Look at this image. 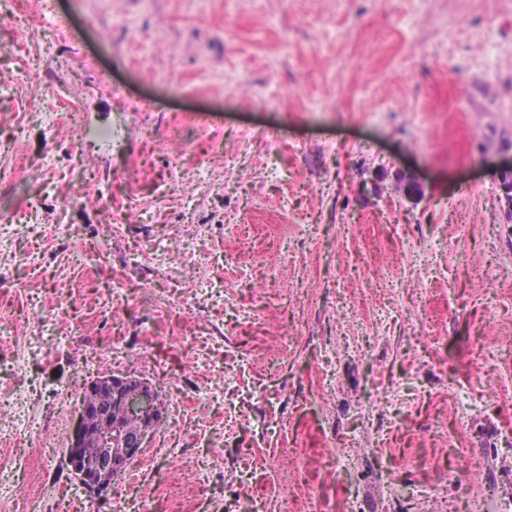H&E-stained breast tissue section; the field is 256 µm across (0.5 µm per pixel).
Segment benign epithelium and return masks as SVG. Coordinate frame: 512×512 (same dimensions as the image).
Returning a JSON list of instances; mask_svg holds the SVG:
<instances>
[{
    "mask_svg": "<svg viewBox=\"0 0 512 512\" xmlns=\"http://www.w3.org/2000/svg\"><path fill=\"white\" fill-rule=\"evenodd\" d=\"M96 389L108 390L124 413L142 419V423L140 427L130 429L122 418L98 407L94 409L84 402L80 403L69 439L67 461L79 484L95 499L107 491L112 480L141 455L145 441L158 424L154 409L158 393L147 382L131 376L103 374L86 385L89 392ZM93 412L100 417L101 433L96 443V463L89 467L84 458L85 422Z\"/></svg>",
    "mask_w": 512,
    "mask_h": 512,
    "instance_id": "obj_1",
    "label": "benign epithelium"
}]
</instances>
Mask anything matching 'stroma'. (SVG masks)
<instances>
[{
    "label": "stroma",
    "mask_w": 512,
    "mask_h": 512,
    "mask_svg": "<svg viewBox=\"0 0 512 512\" xmlns=\"http://www.w3.org/2000/svg\"><path fill=\"white\" fill-rule=\"evenodd\" d=\"M511 160L512 0H0V504L109 372L153 512H512Z\"/></svg>",
    "instance_id": "35a3bbf8"
}]
</instances>
